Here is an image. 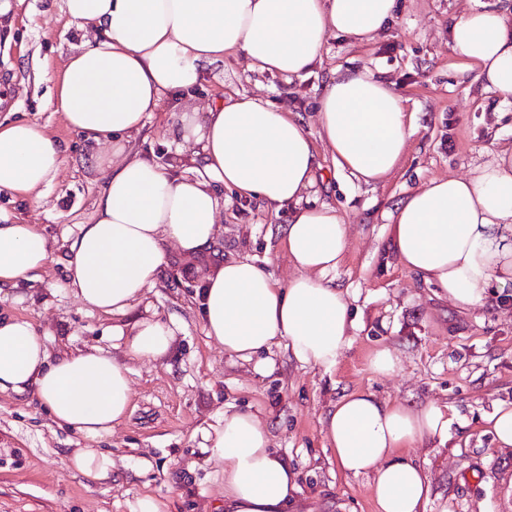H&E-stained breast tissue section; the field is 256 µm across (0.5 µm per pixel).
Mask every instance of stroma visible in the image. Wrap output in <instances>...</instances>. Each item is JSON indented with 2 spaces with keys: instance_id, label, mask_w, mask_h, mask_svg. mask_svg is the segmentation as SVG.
Listing matches in <instances>:
<instances>
[{
  "instance_id": "obj_1",
  "label": "stroma",
  "mask_w": 512,
  "mask_h": 512,
  "mask_svg": "<svg viewBox=\"0 0 512 512\" xmlns=\"http://www.w3.org/2000/svg\"><path fill=\"white\" fill-rule=\"evenodd\" d=\"M471 0H395L393 19L372 41L350 45L329 36L321 57L293 77L252 71L241 56L209 67L191 95L153 113L134 146L175 172L198 166L196 148L174 138L182 113L240 92L293 112L315 134V112L335 71L370 69L390 82L418 115L419 128L398 169L374 185L335 171L327 151L308 191L345 216L349 248L335 274L347 291L358 330L335 370L324 372L273 349L266 370L229 358L205 334L196 293L221 261L249 258L286 281L287 210L230 196L211 250L198 259L173 255L136 314L176 320L171 352L157 361L128 359L132 410L110 436L91 441L53 424L31 392L0 394V512H132L144 494L170 512H218L224 478L207 464L201 430L234 407L265 420L272 444L302 475L300 512H377L368 480L343 475L328 458L321 421L330 404L356 390L383 399L448 404L458 413L445 441L412 449L432 493L426 512H512V450L498 447L484 419L495 403L512 401V306L461 311L397 261L391 215L409 190L448 175L462 177L512 144V103L476 81L448 46V30ZM63 0H9L0 10V122L39 124L66 150V161L37 198L0 191V214L47 234L54 261L41 280L0 289V315L30 319L52 355L112 348V319L89 310L65 286L60 262L67 240L91 223L106 173L99 144L68 127L53 104L54 76L80 48ZM389 346L400 359L389 376L370 360ZM95 446L114 461L112 478L94 483L69 466Z\"/></svg>"
}]
</instances>
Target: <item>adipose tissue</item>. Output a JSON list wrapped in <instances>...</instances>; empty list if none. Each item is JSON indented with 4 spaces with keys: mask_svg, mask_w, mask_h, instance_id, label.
Listing matches in <instances>:
<instances>
[{
    "mask_svg": "<svg viewBox=\"0 0 512 512\" xmlns=\"http://www.w3.org/2000/svg\"><path fill=\"white\" fill-rule=\"evenodd\" d=\"M395 0H64L85 39L57 78L68 126L112 147L92 223L68 240L65 284L91 310L118 317L117 358L101 350L51 357L31 320L0 317V393L34 391L56 425L97 439L131 412L124 356L156 360L170 350L171 325L131 317L171 251L208 252L224 213L223 190L287 208L284 246L293 274L278 282L249 258L229 259L204 277L200 316L225 354L245 361L280 347L300 365L335 369L357 328L348 295L332 275L349 246L335 206L305 195L325 145L338 170L364 184L395 171L417 131L415 113L370 71L336 75L317 109L318 140L290 112L234 94L206 112L181 116L180 139L200 147L194 176L140 156V133L166 95L203 81L226 55L250 69L294 76L320 57L329 34L372 40L393 17ZM451 50L503 100L512 99V11L470 9L449 30ZM64 163L37 124L0 125V191L30 196ZM398 262L436 297L463 310L486 303L491 284L512 286V147L496 150L469 177L431 180L392 216ZM43 230L0 223V286L39 280L51 259ZM450 405L414 406L354 391L323 421L332 456L346 475L368 477L378 512H426L431 482L410 448L447 439ZM201 448L224 476V512H296L300 475L272 446L268 425L225 409L202 429Z\"/></svg>",
    "mask_w": 512,
    "mask_h": 512,
    "instance_id": "adipose-tissue-1",
    "label": "adipose tissue"
}]
</instances>
